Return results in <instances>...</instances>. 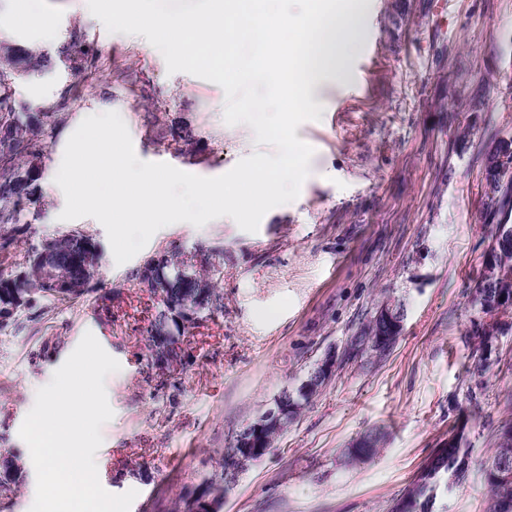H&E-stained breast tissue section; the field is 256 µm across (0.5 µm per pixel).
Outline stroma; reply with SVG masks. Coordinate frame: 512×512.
<instances>
[{
    "mask_svg": "<svg viewBox=\"0 0 512 512\" xmlns=\"http://www.w3.org/2000/svg\"><path fill=\"white\" fill-rule=\"evenodd\" d=\"M445 2L435 17L430 0H369L366 37L344 73L311 88L320 120L296 131L314 150L310 174L257 232L228 217L175 223L119 265L96 215L74 211L57 188L66 178L62 133L82 102L111 100L140 160L201 177L253 154L254 133L226 124L219 85L168 73L144 36L108 32L87 0H52L53 19L38 28L16 23L17 0H0V29L14 27L21 46L53 62L17 78L18 100L48 106L75 91L45 138L41 203L26 215L15 255L73 231L103 251L89 293L49 306L41 327L22 320L0 330V451L24 462L0 512H30L36 472L19 429L85 332L120 364L105 381L113 417L97 452L101 485L136 490L130 512H178L183 495L225 483L235 433L388 301L406 312L390 355L372 368L357 359L337 368L273 451L227 483L221 512H386L463 414L474 469L449 489L447 512H484L479 466L512 419V360L473 387L465 338L495 230L482 185L488 135L512 138V0ZM76 30L99 54L85 80L58 54ZM175 120L191 127V144L175 145ZM201 242L224 249V309L191 331L184 365L156 370L143 332L155 303L132 273L157 253ZM375 428L385 434L378 454L345 466L342 450Z\"/></svg>",
    "mask_w": 512,
    "mask_h": 512,
    "instance_id": "stroma-1",
    "label": "stroma"
}]
</instances>
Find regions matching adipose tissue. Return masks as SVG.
I'll return each mask as SVG.
<instances>
[{
    "label": "adipose tissue",
    "mask_w": 512,
    "mask_h": 512,
    "mask_svg": "<svg viewBox=\"0 0 512 512\" xmlns=\"http://www.w3.org/2000/svg\"><path fill=\"white\" fill-rule=\"evenodd\" d=\"M65 146L61 164L69 175L66 188L74 204L96 212L101 223H111L117 211L127 222H137L161 202L160 191L147 187L146 173L121 177L124 159L111 133L83 137L73 132Z\"/></svg>",
    "instance_id": "obj_1"
}]
</instances>
